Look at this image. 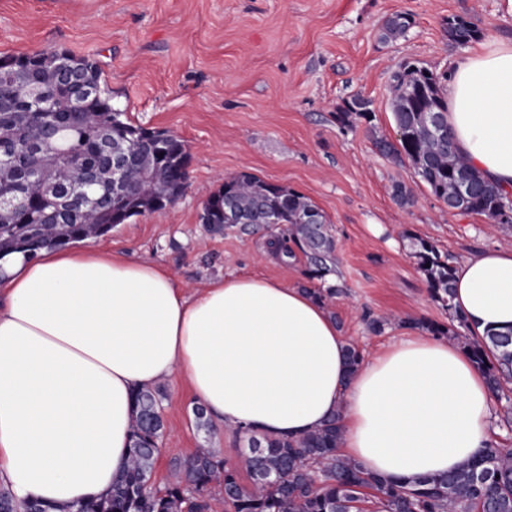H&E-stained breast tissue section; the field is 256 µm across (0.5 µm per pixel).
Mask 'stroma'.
Returning <instances> with one entry per match:
<instances>
[{
	"label": "stroma",
	"mask_w": 512,
	"mask_h": 512,
	"mask_svg": "<svg viewBox=\"0 0 512 512\" xmlns=\"http://www.w3.org/2000/svg\"><path fill=\"white\" fill-rule=\"evenodd\" d=\"M400 13L412 19L407 33L382 40L385 21ZM452 17L472 22L478 39L450 41ZM498 37L512 38L502 0H0V55L56 46L92 56L128 121L169 130L187 145L183 196L85 247L160 265L189 297L224 276L299 288L308 283L304 259L279 261L270 233H214L200 221L205 202L236 174L288 187L331 228L338 263L328 282L342 292L324 305L367 361L416 322L447 327L459 347L470 335L430 295L416 239L457 264L482 248L512 249V231L449 211L411 165L382 156L373 141L397 138L390 84L400 64L442 75ZM356 96L369 101L371 122L339 124L337 107ZM397 182L411 189L412 204L394 200ZM373 319L383 320L381 332L369 329ZM160 386L165 433L154 486L197 449L232 464L247 452L245 438L197 428L196 401L180 380Z\"/></svg>",
	"instance_id": "35a3bbf8"
}]
</instances>
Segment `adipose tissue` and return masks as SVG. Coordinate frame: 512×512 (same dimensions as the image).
Here are the masks:
<instances>
[{
  "label": "adipose tissue",
  "instance_id": "obj_1",
  "mask_svg": "<svg viewBox=\"0 0 512 512\" xmlns=\"http://www.w3.org/2000/svg\"><path fill=\"white\" fill-rule=\"evenodd\" d=\"M448 128L486 179L512 192V42L458 61ZM0 479L55 512L106 494L123 470L136 389L183 379L228 432L298 437L341 412L340 448L411 483L479 458L492 394L470 355L419 336L347 375L323 303L248 276L182 295L163 267L92 250L0 259ZM453 303L478 336L512 330V251L458 266Z\"/></svg>",
  "mask_w": 512,
  "mask_h": 512
}]
</instances>
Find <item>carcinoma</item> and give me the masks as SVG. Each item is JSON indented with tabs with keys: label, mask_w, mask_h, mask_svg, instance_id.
<instances>
[{
	"label": "carcinoma",
	"mask_w": 512,
	"mask_h": 512,
	"mask_svg": "<svg viewBox=\"0 0 512 512\" xmlns=\"http://www.w3.org/2000/svg\"><path fill=\"white\" fill-rule=\"evenodd\" d=\"M407 14L388 18L382 39L404 35ZM478 31L461 17L448 19V39L466 45ZM101 68L91 56L48 47L32 54L0 56V143L13 145L17 162L0 163V198L15 206L0 213V258H33L45 248L63 247L104 236L119 224L175 203L184 193L189 154L171 131L146 137L113 106L102 86ZM447 112L439 78L405 63L392 76V113L397 140L375 138L377 150L397 164L409 163L419 180L448 208L482 215L512 229V194L485 181L450 140L438 139L430 124ZM370 102L355 97L337 108L336 120L349 125L370 121ZM107 139L127 151L132 162L129 190L112 185V161L99 149ZM86 167L99 169L97 182L82 181ZM465 182L471 195L458 198ZM89 202L68 208V195ZM203 223L214 232L237 228L274 232L275 253L302 254L306 276L323 283L336 272V240L324 214L303 195L243 172L224 181L203 207ZM417 256L429 292L453 310L456 267L432 243L417 241ZM464 349L483 368L494 395L512 381V333H489L465 342ZM348 375L362 364L360 351L344 347ZM159 387L133 395L128 461L108 493L65 512H211L213 490L224 495L227 512H512V448L489 446L483 457L442 476L410 484L387 482L340 452L341 415L297 438L247 436L244 455L252 480L208 448L175 462V476L162 488L151 484L165 425ZM0 512H49L39 501L22 505L0 490Z\"/></svg>",
	"instance_id": "cac0c4a2"
}]
</instances>
